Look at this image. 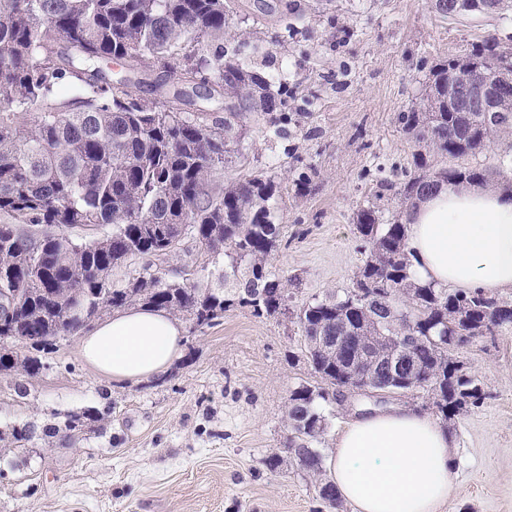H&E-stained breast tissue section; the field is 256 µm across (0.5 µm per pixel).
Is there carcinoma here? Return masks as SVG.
<instances>
[{"instance_id": "cac0c4a2", "label": "carcinoma", "mask_w": 512, "mask_h": 512, "mask_svg": "<svg viewBox=\"0 0 512 512\" xmlns=\"http://www.w3.org/2000/svg\"><path fill=\"white\" fill-rule=\"evenodd\" d=\"M436 14L455 19L469 0H433ZM229 6L224 0H0V374L38 376L43 356L63 336L129 306L178 316L192 329L213 325L232 307L275 317L288 309V281L269 269L282 245L274 203L275 175L251 170L214 189L217 172L246 160L251 125L288 139V72L266 71L224 49ZM118 60L130 77L114 79ZM467 60L488 80L512 77V53L488 35ZM460 60L429 68L419 106L397 116L415 145L402 177L375 178L353 219L369 254L344 296L299 306L292 320L304 340L317 384L288 397V452L319 479L318 496L331 508L339 496L323 478L314 447L328 427L323 406L343 393L336 353L319 348L338 336L376 337L371 353L400 356L421 336L412 357L417 389L442 393L443 418L478 408L480 380L448 354L452 339L492 336L512 327V302L492 293L450 292L417 280L405 251L403 214L387 216L386 202L405 209L444 184L485 187L496 173L512 175V155L494 167L455 164L512 132L506 115L448 106V75ZM195 89L219 88L224 116L192 110L172 76ZM150 87L141 98L132 84ZM38 112L27 118V111ZM190 237L208 264H224L222 287L203 288L185 271L168 278L145 268L116 283L112 270L136 257L164 259Z\"/></svg>"}]
</instances>
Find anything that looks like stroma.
Returning a JSON list of instances; mask_svg holds the SVG:
<instances>
[{
  "label": "stroma",
  "instance_id": "35a3bbf8",
  "mask_svg": "<svg viewBox=\"0 0 512 512\" xmlns=\"http://www.w3.org/2000/svg\"><path fill=\"white\" fill-rule=\"evenodd\" d=\"M278 13L233 0L232 22L261 38L239 44L243 60H288L301 113L285 141L249 133L247 168L281 184L283 247L270 259L291 304L353 286L366 253L352 218L372 175L406 166L413 142L396 115L418 103L435 60L465 55L483 36H512V19L480 14L445 20L431 0H291ZM317 175L299 195V168ZM60 342L33 379L0 375V512H354L329 508L287 451L293 388L311 381L304 341L287 316L225 312L184 332L167 372L137 383L102 378ZM476 374L481 407L451 417L453 482L444 512H512V328L456 346ZM91 413L77 430L68 415ZM26 431L24 448L12 434ZM280 457L278 468L268 462Z\"/></svg>",
  "mask_w": 512,
  "mask_h": 512
}]
</instances>
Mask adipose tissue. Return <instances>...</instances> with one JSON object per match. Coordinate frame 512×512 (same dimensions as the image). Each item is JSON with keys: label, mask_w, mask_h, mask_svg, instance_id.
<instances>
[{"label": "adipose tissue", "mask_w": 512, "mask_h": 512, "mask_svg": "<svg viewBox=\"0 0 512 512\" xmlns=\"http://www.w3.org/2000/svg\"><path fill=\"white\" fill-rule=\"evenodd\" d=\"M405 249L417 276L436 286L512 290V193L442 186L409 211ZM181 337L174 317L139 306L97 324L77 354L103 377L138 382L168 368ZM450 446L435 418L408 407L356 415L336 438L331 479L354 512H443Z\"/></svg>", "instance_id": "adipose-tissue-1"}]
</instances>
